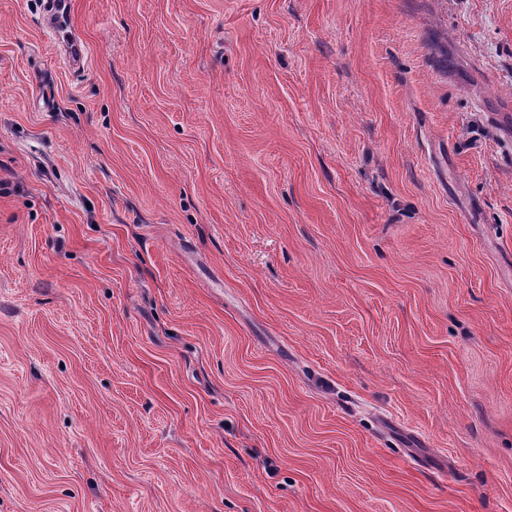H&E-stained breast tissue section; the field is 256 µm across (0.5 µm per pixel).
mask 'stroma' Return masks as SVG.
Returning a JSON list of instances; mask_svg holds the SVG:
<instances>
[{
    "mask_svg": "<svg viewBox=\"0 0 512 512\" xmlns=\"http://www.w3.org/2000/svg\"><path fill=\"white\" fill-rule=\"evenodd\" d=\"M0 0V512H512V0ZM44 17L48 28L55 35L56 44L64 50L69 62L76 68L83 65L86 48L78 33L70 25L72 2L70 0H45Z\"/></svg>",
    "mask_w": 512,
    "mask_h": 512,
    "instance_id": "obj_1",
    "label": "stroma"
}]
</instances>
